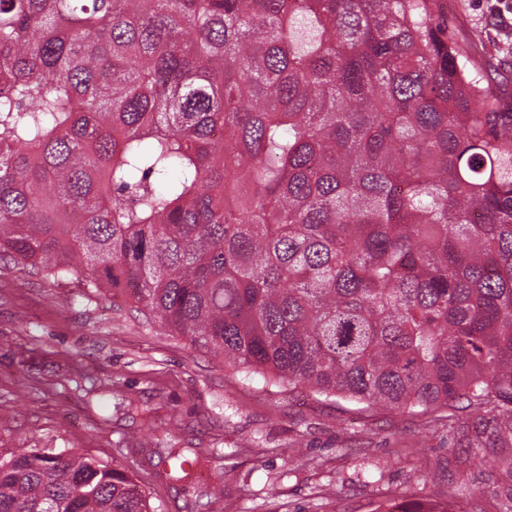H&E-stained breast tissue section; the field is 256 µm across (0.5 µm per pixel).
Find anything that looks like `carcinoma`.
Returning a JSON list of instances; mask_svg holds the SVG:
<instances>
[{
	"label": "carcinoma",
	"instance_id": "obj_1",
	"mask_svg": "<svg viewBox=\"0 0 512 512\" xmlns=\"http://www.w3.org/2000/svg\"><path fill=\"white\" fill-rule=\"evenodd\" d=\"M435 5L0 0V260L120 289L247 374L512 420V107ZM0 512L151 510L25 448Z\"/></svg>",
	"mask_w": 512,
	"mask_h": 512
}]
</instances>
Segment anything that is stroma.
Instances as JSON below:
<instances>
[{"instance_id": "stroma-1", "label": "stroma", "mask_w": 512, "mask_h": 512, "mask_svg": "<svg viewBox=\"0 0 512 512\" xmlns=\"http://www.w3.org/2000/svg\"><path fill=\"white\" fill-rule=\"evenodd\" d=\"M467 69L512 98V42L478 0H437ZM122 292L0 267V458L21 448L125 470L153 512H507L512 425L461 403L403 413L244 376ZM202 460L170 480L167 445Z\"/></svg>"}]
</instances>
